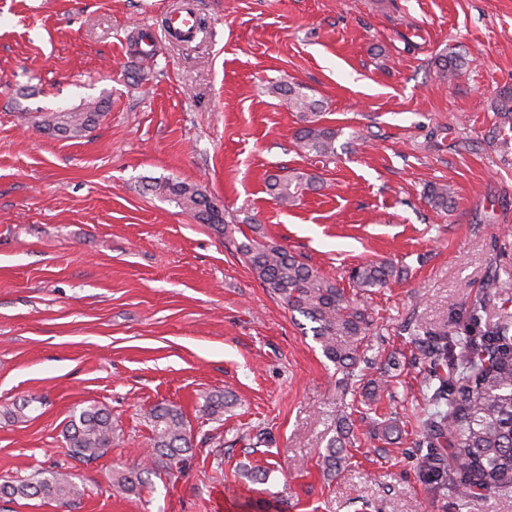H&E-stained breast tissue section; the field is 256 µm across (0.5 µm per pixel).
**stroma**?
Here are the masks:
<instances>
[{
    "label": "stroma",
    "mask_w": 512,
    "mask_h": 512,
    "mask_svg": "<svg viewBox=\"0 0 512 512\" xmlns=\"http://www.w3.org/2000/svg\"><path fill=\"white\" fill-rule=\"evenodd\" d=\"M177 3L0 0V481L55 465L84 488L0 512H512V493H440L419 446L431 336L464 335L476 302L481 323L512 314V129L487 139L512 86V0H194L193 40L160 39ZM142 34L158 38L146 63ZM442 55L466 60L449 82ZM281 83L322 103L335 161L298 150ZM99 98L111 108L80 138L29 119ZM285 170L319 189L280 206L267 181ZM166 180L199 185L223 223L151 191ZM431 183L452 186L454 211L431 209ZM253 238L344 288L368 261L401 270L360 298L374 324L354 378L254 277L239 251ZM215 394L233 405L210 413ZM160 403L191 437L183 473L114 493ZM92 405L117 439L83 463L62 431ZM388 418L398 432L373 434ZM344 420L332 477L322 456Z\"/></svg>",
    "instance_id": "stroma-1"
}]
</instances>
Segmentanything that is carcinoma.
<instances>
[{"label":"carcinoma","instance_id":"cac0c4a2","mask_svg":"<svg viewBox=\"0 0 512 512\" xmlns=\"http://www.w3.org/2000/svg\"><path fill=\"white\" fill-rule=\"evenodd\" d=\"M439 78L447 81L460 71V58L437 59ZM273 90L288 107L300 113L304 126L297 133L299 149L320 162L336 156L338 130L322 123V105L309 97L300 85L278 84ZM109 101L102 98L68 109L43 112L36 126L59 138H78L91 132ZM501 123L512 124V88H505L493 103ZM317 176L303 172L275 175L268 190L277 204L290 207L317 188ZM183 211L203 223L221 224L223 217L207 195L196 185L165 183L154 185ZM427 202L437 212L454 208L455 196L445 183L430 184L424 191ZM246 263L264 287L280 296L292 311L312 323V332L324 356L346 377L354 375L361 360V348L373 324L370 310L349 297L345 289L324 278L288 250L254 240L241 246ZM397 276L394 265L373 261L355 267L349 274L353 287L363 292L384 288ZM429 362L430 410L422 422V444L432 450L425 458L426 475L437 488L466 486L464 497L478 498L490 491H512V315L495 324H481L474 318L470 334L461 341L436 336L425 349ZM146 418L151 426V449L136 471L119 472L112 486L131 493L144 483L142 474H151L154 465H164L173 477L181 472L191 448L181 411L166 404L153 406ZM68 455L78 461L96 460L112 449L115 440L111 414L88 407L71 414L64 430ZM345 460L344 448L331 443L323 455L328 470L339 472ZM46 495L73 503L83 495L74 476L59 468L40 472L29 480H6L0 497Z\"/></svg>","mask_w":512,"mask_h":512}]
</instances>
